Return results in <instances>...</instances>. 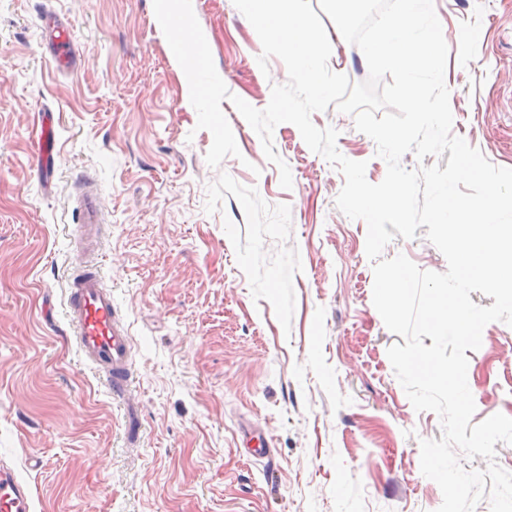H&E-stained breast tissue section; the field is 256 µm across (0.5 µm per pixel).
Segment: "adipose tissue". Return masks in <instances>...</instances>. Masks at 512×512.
Masks as SVG:
<instances>
[{
  "label": "adipose tissue",
  "mask_w": 512,
  "mask_h": 512,
  "mask_svg": "<svg viewBox=\"0 0 512 512\" xmlns=\"http://www.w3.org/2000/svg\"><path fill=\"white\" fill-rule=\"evenodd\" d=\"M241 2L260 33L278 42L288 53L294 78L316 99H328L333 89L322 79L325 61L329 52L347 50L344 21L366 12L370 0H332L336 22L325 37L313 29L303 12L286 7L285 0Z\"/></svg>",
  "instance_id": "1"
}]
</instances>
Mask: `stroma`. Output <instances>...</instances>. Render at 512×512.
Returning a JSON list of instances; mask_svg holds the SVG:
<instances>
[{"instance_id":"1","label":"stroma","mask_w":512,"mask_h":512,"mask_svg":"<svg viewBox=\"0 0 512 512\" xmlns=\"http://www.w3.org/2000/svg\"><path fill=\"white\" fill-rule=\"evenodd\" d=\"M233 97L265 108L287 83L261 71L260 39L233 0H192ZM448 43L452 133L512 168V0H434ZM70 27L66 67L46 16ZM239 157L210 167L184 71L152 0H0V463L34 512H437L420 443L442 437L416 411L388 349L400 335L373 305L367 225L336 206L342 173L293 124L273 132L278 167L232 103ZM52 117L54 166L35 130ZM313 124L387 171L373 139L335 107ZM100 192L97 252L134 341L131 392L113 398L80 358L65 312L83 249L73 210ZM425 228L390 241L442 273ZM474 422L512 417V326L468 351ZM261 454L244 447L243 430Z\"/></svg>"}]
</instances>
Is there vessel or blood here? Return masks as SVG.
I'll list each match as a JSON object with an SVG mask.
<instances>
[{
	"mask_svg": "<svg viewBox=\"0 0 512 512\" xmlns=\"http://www.w3.org/2000/svg\"><path fill=\"white\" fill-rule=\"evenodd\" d=\"M72 51V35L64 26H56L52 35V54L66 60ZM102 222L95 196L83 198L79 205L78 226L87 244H94ZM67 318L76 329L80 357L102 378L115 397L128 390L133 346L127 330L117 318L112 291L107 288L94 265L79 267L69 286ZM0 512H33L32 500L24 483L13 471L0 469Z\"/></svg>",
	"mask_w": 512,
	"mask_h": 512,
	"instance_id": "1",
	"label": "vessel or blood"
}]
</instances>
